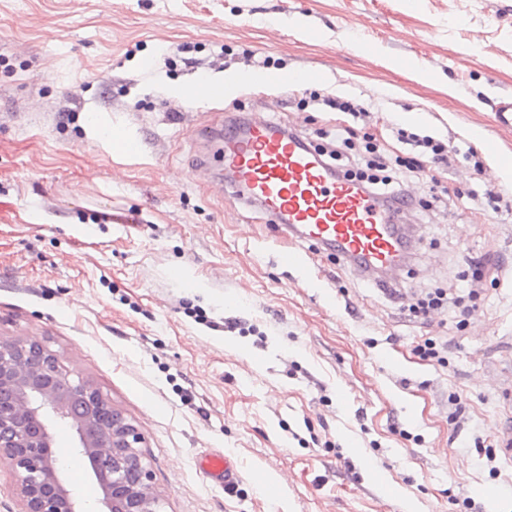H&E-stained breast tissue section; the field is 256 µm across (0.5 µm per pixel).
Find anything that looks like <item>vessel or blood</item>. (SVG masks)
<instances>
[{"instance_id":"obj_1","label":"vessel or blood","mask_w":512,"mask_h":512,"mask_svg":"<svg viewBox=\"0 0 512 512\" xmlns=\"http://www.w3.org/2000/svg\"><path fill=\"white\" fill-rule=\"evenodd\" d=\"M309 69L273 71L265 82L298 90L319 81ZM224 180L240 204L258 208L289 240L281 262H301L298 244L315 243L344 265L385 282L405 264L411 240L380 200L353 181L336 177L302 134L285 123L246 115L224 128L218 148ZM200 472L227 488L242 478L237 461L221 452L200 455Z\"/></svg>"}]
</instances>
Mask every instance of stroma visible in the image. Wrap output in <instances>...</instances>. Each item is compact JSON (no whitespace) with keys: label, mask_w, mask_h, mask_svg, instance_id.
I'll return each instance as SVG.
<instances>
[{"label":"stroma","mask_w":512,"mask_h":512,"mask_svg":"<svg viewBox=\"0 0 512 512\" xmlns=\"http://www.w3.org/2000/svg\"><path fill=\"white\" fill-rule=\"evenodd\" d=\"M267 58L322 79L284 93L255 80ZM201 75L233 88L181 102ZM336 96L381 148L403 129L458 151L435 188L405 178L418 249L390 288L315 246L282 264L267 217L195 167L197 131L249 112L328 147ZM502 96L512 0H0V339L41 342L139 428L164 512H488L491 495L512 512V217L469 201L478 159L512 193ZM437 288L475 309L397 303ZM428 337L446 364L417 355ZM52 432L97 512L72 431ZM205 450L242 481L211 485ZM199 471L215 486L227 488L237 484L242 478L237 461L223 452H209L197 460Z\"/></svg>","instance_id":"stroma-1"}]
</instances>
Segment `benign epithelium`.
<instances>
[{"label": "benign epithelium", "instance_id": "benign-epithelium-1", "mask_svg": "<svg viewBox=\"0 0 512 512\" xmlns=\"http://www.w3.org/2000/svg\"><path fill=\"white\" fill-rule=\"evenodd\" d=\"M57 420L101 488L99 512H163L139 429L41 343L0 340V461L16 477L23 512H85L53 452Z\"/></svg>", "mask_w": 512, "mask_h": 512}]
</instances>
